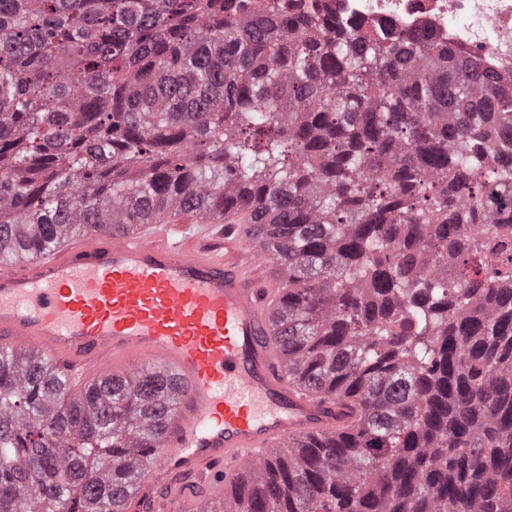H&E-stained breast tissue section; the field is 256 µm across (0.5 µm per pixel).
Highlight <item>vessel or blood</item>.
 Returning a JSON list of instances; mask_svg holds the SVG:
<instances>
[{"instance_id": "1", "label": "vessel or blood", "mask_w": 512, "mask_h": 512, "mask_svg": "<svg viewBox=\"0 0 512 512\" xmlns=\"http://www.w3.org/2000/svg\"><path fill=\"white\" fill-rule=\"evenodd\" d=\"M256 213L168 211L0 262V346L46 356L66 383L161 369L176 394L128 507L216 512L274 449L342 433L358 405L288 378L275 337L287 274Z\"/></svg>"}]
</instances>
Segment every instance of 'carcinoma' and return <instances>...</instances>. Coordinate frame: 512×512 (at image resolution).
Wrapping results in <instances>:
<instances>
[{
    "instance_id": "1",
    "label": "carcinoma",
    "mask_w": 512,
    "mask_h": 512,
    "mask_svg": "<svg viewBox=\"0 0 512 512\" xmlns=\"http://www.w3.org/2000/svg\"><path fill=\"white\" fill-rule=\"evenodd\" d=\"M511 166L512 91L430 33L284 0H0V259L261 209L288 379L361 403L224 512H512ZM175 404L159 369L71 398L0 348V512H124Z\"/></svg>"
}]
</instances>
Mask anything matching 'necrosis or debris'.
<instances>
[{"instance_id":"obj_1","label":"necrosis or debris","mask_w":512,"mask_h":512,"mask_svg":"<svg viewBox=\"0 0 512 512\" xmlns=\"http://www.w3.org/2000/svg\"><path fill=\"white\" fill-rule=\"evenodd\" d=\"M333 19L427 30L460 54L512 78V0H292Z\"/></svg>"}]
</instances>
